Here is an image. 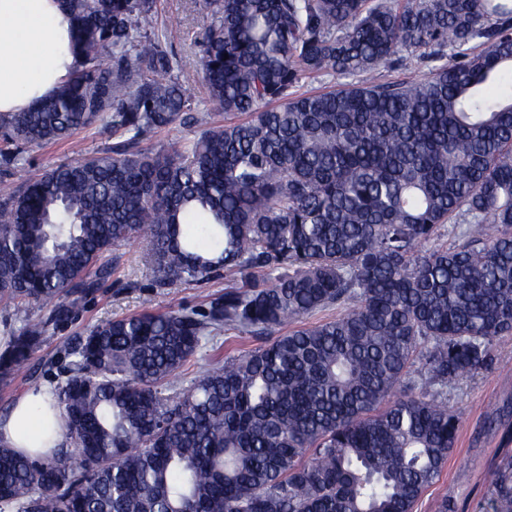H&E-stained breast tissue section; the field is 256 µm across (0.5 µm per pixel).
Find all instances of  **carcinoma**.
Masks as SVG:
<instances>
[{
    "instance_id": "cac0c4a2",
    "label": "carcinoma",
    "mask_w": 512,
    "mask_h": 512,
    "mask_svg": "<svg viewBox=\"0 0 512 512\" xmlns=\"http://www.w3.org/2000/svg\"><path fill=\"white\" fill-rule=\"evenodd\" d=\"M60 2L75 69L0 116L20 179L0 190V303L53 304L8 329L0 384L121 242L146 241L158 288L226 287L80 337L54 386L65 447L0 441V512H413L456 444L444 389L512 337V89L488 93L512 69V0H204L195 60L162 45L158 0ZM418 62L419 79L356 80ZM191 66L224 124L143 146L195 119L173 74ZM304 74L344 83L301 93ZM97 126L111 147L27 174L22 147ZM227 331L268 340L177 387ZM489 487L512 512L511 457Z\"/></svg>"
}]
</instances>
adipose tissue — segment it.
Returning <instances> with one entry per match:
<instances>
[{
  "label": "adipose tissue",
  "mask_w": 512,
  "mask_h": 512,
  "mask_svg": "<svg viewBox=\"0 0 512 512\" xmlns=\"http://www.w3.org/2000/svg\"><path fill=\"white\" fill-rule=\"evenodd\" d=\"M75 65L73 22L57 0H0V114L28 111ZM51 402L46 387L19 396L0 417V440L30 453L62 447Z\"/></svg>",
  "instance_id": "adipose-tissue-1"
}]
</instances>
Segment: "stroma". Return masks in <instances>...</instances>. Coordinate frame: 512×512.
Returning a JSON list of instances; mask_svg holds the SVG:
<instances>
[{
  "instance_id": "35a3bbf8",
  "label": "stroma",
  "mask_w": 512,
  "mask_h": 512,
  "mask_svg": "<svg viewBox=\"0 0 512 512\" xmlns=\"http://www.w3.org/2000/svg\"><path fill=\"white\" fill-rule=\"evenodd\" d=\"M212 16L201 0H161L155 24L168 52L178 57L194 55ZM180 81L198 105V123L159 130L150 137L153 145L175 148L185 139L200 135L210 125L223 123L209 114L208 92L197 72L182 73ZM112 137L102 128L77 133L73 140L27 148L29 170L42 172L68 161L73 147L92 155L111 145ZM110 277L75 308L69 320L49 325L44 341L10 386L0 387V414L7 413L23 392L52 386L55 362L76 338L86 335L102 321L139 314L164 312L176 306L201 305L209 295L223 292L224 282L213 279L196 285L157 288L143 244L113 247L105 258ZM260 336H240L229 331L215 337L184 366L180 387H188L200 371L226 353H239L263 344ZM449 407L461 416L456 447L438 479L420 497L414 512H492L486 474L503 457L512 456V340L501 343L484 369L449 386Z\"/></svg>"
}]
</instances>
